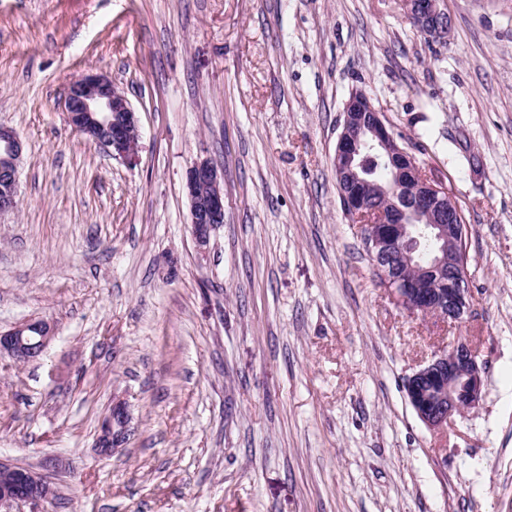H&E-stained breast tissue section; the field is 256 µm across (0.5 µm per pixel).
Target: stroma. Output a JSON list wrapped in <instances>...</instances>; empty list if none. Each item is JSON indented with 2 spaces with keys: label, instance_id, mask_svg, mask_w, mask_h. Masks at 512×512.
Masks as SVG:
<instances>
[{
  "label": "stroma",
  "instance_id": "stroma-1",
  "mask_svg": "<svg viewBox=\"0 0 512 512\" xmlns=\"http://www.w3.org/2000/svg\"><path fill=\"white\" fill-rule=\"evenodd\" d=\"M0 0V124L24 143L0 216V456L44 470L47 512H512V0ZM135 110L124 161L65 119L68 81ZM365 93L468 227L456 328L379 286L339 201L344 106ZM206 158L224 224L198 249L184 191ZM479 406L433 432L406 379L455 337ZM133 432L94 445L116 400ZM406 12L414 25L425 35L446 40L452 31V20L443 0H404ZM52 328L44 320H33L0 333V355L16 362L40 356L52 340Z\"/></svg>",
  "mask_w": 512,
  "mask_h": 512
}]
</instances>
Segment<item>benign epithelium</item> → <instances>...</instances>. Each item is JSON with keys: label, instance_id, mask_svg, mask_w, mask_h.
Instances as JSON below:
<instances>
[{"label": "benign epithelium", "instance_id": "1", "mask_svg": "<svg viewBox=\"0 0 512 512\" xmlns=\"http://www.w3.org/2000/svg\"><path fill=\"white\" fill-rule=\"evenodd\" d=\"M408 17L425 35L445 40L452 20L444 0H404ZM64 112L72 129L106 148L114 157L135 154L140 139L136 112L111 79L79 75L68 83ZM23 143L0 125V215L17 207ZM387 169V178H372L370 168ZM341 201L362 230L382 287L410 313L431 315L450 327L463 323L472 310L462 244L466 227L448 187L425 174L416 158L386 127L368 97L354 92L344 107L343 127L333 158ZM191 233L200 249L224 224L222 177L206 160L187 172ZM422 228L436 242L433 259L417 262L409 277L398 272L399 253L408 250L410 228ZM52 340V328L33 320L0 333V355L16 362L40 356ZM483 371L472 344L457 338L407 378L408 400L431 431H443L456 415L479 405ZM126 404L117 401L99 426L95 448L113 453L131 434ZM0 512H45L52 483L41 471L0 458Z\"/></svg>", "mask_w": 512, "mask_h": 512}]
</instances>
